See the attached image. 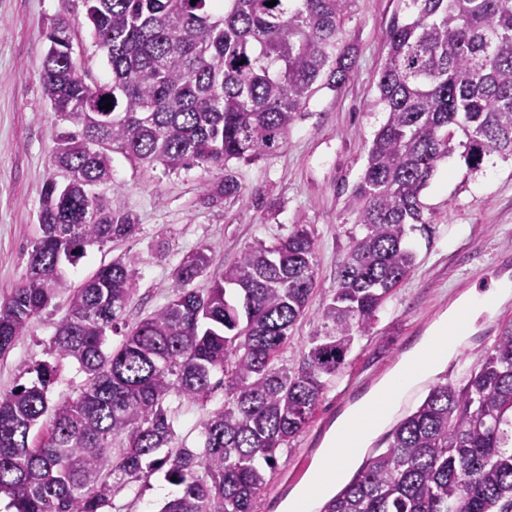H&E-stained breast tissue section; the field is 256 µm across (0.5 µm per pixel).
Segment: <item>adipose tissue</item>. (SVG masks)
I'll return each instance as SVG.
<instances>
[{
    "mask_svg": "<svg viewBox=\"0 0 512 512\" xmlns=\"http://www.w3.org/2000/svg\"><path fill=\"white\" fill-rule=\"evenodd\" d=\"M453 322L442 319L419 344L410 350L379 388L353 405L337 424L336 432L321 450V461L307 483L297 490L302 499L316 500L331 490L342 475L356 465L371 440L387 425L389 404L399 390L419 382L453 357L469 332H453ZM356 430L355 440H348L349 430Z\"/></svg>",
    "mask_w": 512,
    "mask_h": 512,
    "instance_id": "ef3b65f1",
    "label": "adipose tissue"
}]
</instances>
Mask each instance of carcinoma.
Wrapping results in <instances>:
<instances>
[{
    "mask_svg": "<svg viewBox=\"0 0 512 512\" xmlns=\"http://www.w3.org/2000/svg\"><path fill=\"white\" fill-rule=\"evenodd\" d=\"M268 2L83 0L111 69L105 84L87 82L75 61L70 19L51 23L40 76L65 125L53 152L61 180L44 185L26 276L0 301V357L57 296L67 306L51 338L55 363L37 364L32 385L0 391L8 512H121L116 495L160 471L177 488L160 512H256L277 451L412 271L407 230L426 223L421 196L437 164L457 149L471 172L492 153L512 157V0H399L406 16L386 29L372 103L386 120L348 200L360 235L297 362L283 354L317 288L305 224L245 248L204 292L190 284L211 258L188 254L171 299L107 349L136 259L117 257L78 286L61 267L136 232L134 215L100 191L112 184L108 152L166 173L222 171L208 198H229V162L283 150L320 77L339 90L352 75L339 41L353 0ZM64 361L85 379L53 402ZM216 371L224 404L202 419L198 447H172L169 397L207 402ZM322 512H512V330L463 386L433 385Z\"/></svg>",
    "mask_w": 512,
    "mask_h": 512,
    "instance_id": "obj_1",
    "label": "carcinoma"
}]
</instances>
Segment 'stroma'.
Masks as SVG:
<instances>
[{
	"label": "stroma",
	"mask_w": 512,
	"mask_h": 512,
	"mask_svg": "<svg viewBox=\"0 0 512 512\" xmlns=\"http://www.w3.org/2000/svg\"><path fill=\"white\" fill-rule=\"evenodd\" d=\"M397 7L398 0H355L342 34L355 61L350 79L339 91L318 88L294 122L284 150L252 165L231 162L239 185L235 197L208 199L207 186L221 179V171L207 174L195 167L168 174L112 153V185L106 195L113 210L136 217L137 230L130 238L89 248L77 266H64L68 281L80 282L118 256L135 257V291L123 314L130 328L168 302L175 268L196 248L208 247L212 257L211 266L193 282L202 290L246 247L274 242L293 225H310L316 236L317 291L284 354L286 362H295L321 325L318 309L335 288L336 271L357 232L348 199L373 134L386 119L382 108L370 103L386 55L385 31ZM65 10L73 24L75 59L91 81H109L106 54L84 22L81 0H0V298L26 275L28 254L40 235L41 189L56 175L51 155L62 124L44 95L40 70L46 31ZM422 201L426 222L409 233L416 253L412 272L378 312L371 335L357 342L348 366L325 391L305 429L278 450L258 512H282L299 484L298 473H310L337 419L429 334L454 301L473 289L487 291L500 280L512 284L511 158L491 154L472 173L459 154H451L434 172ZM65 310L61 295L31 321L0 360V390L35 380L34 367L50 360V341ZM507 328L512 329V299L473 323L458 355L431 381L420 383L416 396L397 407V415L414 409L431 383L464 384ZM224 397L218 387L204 405L172 398L177 443L197 446L203 417ZM174 492L158 474L147 487L131 484L116 501L125 512H160Z\"/></svg>",
	"instance_id": "stroma-1"
}]
</instances>
